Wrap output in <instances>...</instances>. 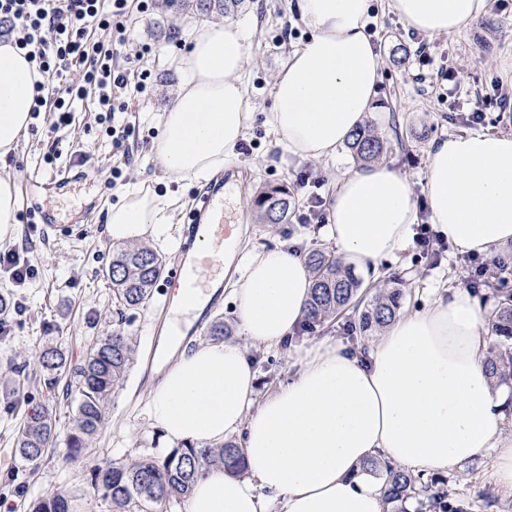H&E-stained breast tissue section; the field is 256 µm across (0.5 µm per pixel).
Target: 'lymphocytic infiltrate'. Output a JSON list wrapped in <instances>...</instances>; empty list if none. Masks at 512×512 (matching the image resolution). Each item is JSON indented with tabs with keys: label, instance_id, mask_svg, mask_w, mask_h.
I'll return each instance as SVG.
<instances>
[{
	"label": "lymphocytic infiltrate",
	"instance_id": "lymphocytic-infiltrate-1",
	"mask_svg": "<svg viewBox=\"0 0 512 512\" xmlns=\"http://www.w3.org/2000/svg\"><path fill=\"white\" fill-rule=\"evenodd\" d=\"M128 13L129 0H0V20L16 29V48L26 51L43 78L62 82L67 66L81 70V83L64 84L55 102L52 130L69 126L74 102L95 90L99 119L107 123L113 145L122 146L129 129L117 118L125 110L120 100L143 93L146 82H130L125 71L113 69L109 51L90 41L89 29L111 28Z\"/></svg>",
	"mask_w": 512,
	"mask_h": 512
}]
</instances>
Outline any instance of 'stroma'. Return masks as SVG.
Masks as SVG:
<instances>
[{
	"mask_svg": "<svg viewBox=\"0 0 512 512\" xmlns=\"http://www.w3.org/2000/svg\"><path fill=\"white\" fill-rule=\"evenodd\" d=\"M288 3L247 0L229 16L251 35L247 82L262 112L273 108L272 83L283 58L301 47L308 36L307 30L297 25ZM510 13L512 0H489L487 13L465 32L432 39L405 30L389 10L387 0H371L367 33L382 53L381 81L371 113L381 126L389 114L399 117L405 144L388 152L385 161L408 177L418 223L429 221L424 188L428 154L436 140L475 128L486 133H512V111L502 110L497 101L500 95H512V29L500 24L502 16ZM221 19L216 11L200 14L188 9L177 13L164 7L161 0H150L146 11L131 10L127 22L131 40L152 48L139 63L150 72L152 89L149 95L128 99L123 120L131 131L122 148L113 147L111 137L99 125L98 100L91 94L76 105L73 122L66 129L52 130L50 113H42L40 119L31 122L17 151L0 161V175L17 183L29 177L47 179L57 171L83 174L75 190L42 199L44 205L56 206L64 216L82 212L80 223L48 235L42 234L38 224L19 223L13 244L32 247L37 271L21 288L0 280V294L12 305L5 317L10 333L0 338V512H29L30 503L60 486L75 491L79 512H86L91 502L86 474L91 467L113 459L156 456L165 444L162 430L150 425L145 416L155 384L141 376L156 333L165 332L168 326L159 315L162 298L156 295L147 307L134 313L130 330L137 346L135 360L123 385L112 395L108 422L93 440L88 459L72 463L65 442L60 441L32 472L12 452L15 430L31 408L52 412L59 430L69 425L71 408L62 390L45 387L32 374L36 353L53 346L68 363L78 364L95 337L112 329L111 286L105 272L112 259L113 241L105 217L116 200L108 182L121 158L130 162L124 173L126 182H142L179 196L181 204L171 228L173 242L159 249L168 263L176 261L182 226L205 185L167 180L155 150L160 133L157 116L180 87L174 60L185 51L189 35ZM422 45L431 54L425 65L417 56ZM442 67L455 72L451 86L439 83L437 71ZM465 101L479 103L483 113L479 126L467 122L461 107ZM228 163L238 168L239 179L235 190L227 195L226 205L242 213V233L249 248L285 245L303 254L315 248L335 252L333 242L321 234L319 223L309 219V190L299 176L307 172L323 179L320 194L328 196L329 182L357 168L347 148H340L335 160L329 162L304 160L290 154L260 120ZM267 185L287 186L296 198L289 223L274 232L256 221L255 197ZM378 273L403 282L402 309L406 312L426 309L446 297L449 290L468 283L465 263L456 250L443 251L440 263L434 265L412 244L384 260ZM322 341L359 352L373 339L348 336L342 324L335 323L293 338L284 349L249 347L257 395L287 382L296 370L300 352ZM491 471V457L476 458L448 472V487L469 503L471 512H512V496L497 490ZM489 493L497 499L490 509L485 506Z\"/></svg>",
	"mask_w": 512,
	"mask_h": 512,
	"instance_id": "obj_1",
	"label": "stroma"
}]
</instances>
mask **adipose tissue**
<instances>
[{
	"instance_id": "1",
	"label": "adipose tissue",
	"mask_w": 512,
	"mask_h": 512,
	"mask_svg": "<svg viewBox=\"0 0 512 512\" xmlns=\"http://www.w3.org/2000/svg\"><path fill=\"white\" fill-rule=\"evenodd\" d=\"M406 29L435 38L462 33L488 0H389ZM310 32L289 52L272 85L268 122L289 153L328 161L369 112L381 56L366 25L370 0H295ZM250 34L234 22L193 33L179 59L181 88L160 117L156 153L166 176L205 181L235 155L257 112L248 92ZM40 78L25 51L0 43V160L16 151L32 121ZM425 189L430 222L459 249L489 258L512 249V134L472 131L434 142ZM107 215L117 243L162 241L177 200L142 183L116 192ZM324 231L344 263L378 270L409 244L417 212L411 184L385 163L347 173L330 188ZM237 263L231 293L250 343L280 348L303 323L312 288L306 261L284 247L224 255ZM163 338L170 365L147 401L149 421L172 444L236 439L246 476L212 469L189 512H383L378 478L363 470L375 454L416 471L448 472L492 453L493 479L512 492V436L502 424L512 398L485 370L489 342L475 299L463 288L448 301L397 317L367 355L331 342L306 349L288 382L256 398L244 347L180 346Z\"/></svg>"
}]
</instances>
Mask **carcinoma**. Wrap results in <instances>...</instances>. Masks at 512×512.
I'll list each match as a JSON object with an SVG mask.
<instances>
[{"label": "carcinoma", "mask_w": 512, "mask_h": 512, "mask_svg": "<svg viewBox=\"0 0 512 512\" xmlns=\"http://www.w3.org/2000/svg\"><path fill=\"white\" fill-rule=\"evenodd\" d=\"M245 0H196L202 12L214 9L227 15L243 6ZM353 159L366 166L382 159L387 140L373 119L355 128L347 141ZM258 220L274 230L288 223L295 209L294 196L283 185L266 188L255 200ZM306 261L312 272L313 286L307 315L301 329L311 332L328 321L345 319L350 334L380 331L401 310L403 289L394 280H381L371 286L370 297L359 296L361 282L356 280L340 258L321 249L311 250ZM166 259L147 246L118 244L112 248V264L107 278L112 284V305L118 323L112 332L98 336L82 364L71 370L58 350H43L35 365L44 373L51 388L64 373L71 379L63 386V395L74 403L73 417L65 433L45 409H33L20 425L14 455L30 468L39 466L45 452L64 437L73 462L83 460L92 440L104 428L108 403L114 389L123 385L133 360L135 345L123 319L126 312L150 303L153 288L162 277ZM484 286L495 291L497 306L488 315V325L498 337V347L486 356V368L494 385H512V289L491 280ZM363 467L383 472L382 493L386 512H468L467 505L448 488V479L439 475L413 473L383 463L377 457ZM212 468L238 476L246 470L242 449L234 441L215 447L185 444L167 455L132 462L111 461L89 472L95 509L91 512H171L173 506L189 499L195 482ZM31 512H76L72 497L63 491L47 493L36 499Z\"/></svg>", "instance_id": "obj_1"}]
</instances>
